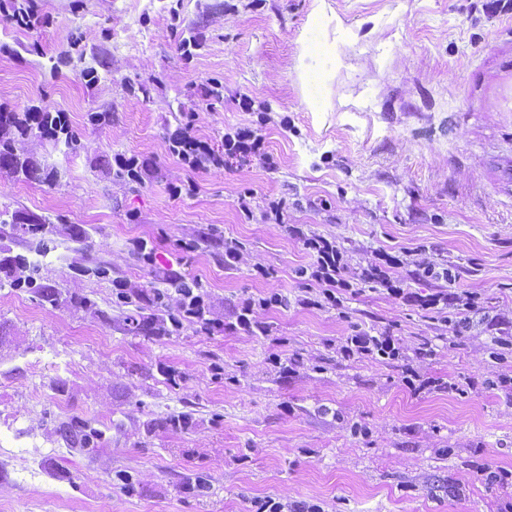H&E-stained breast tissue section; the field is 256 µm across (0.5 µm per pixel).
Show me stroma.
<instances>
[{
  "mask_svg": "<svg viewBox=\"0 0 512 512\" xmlns=\"http://www.w3.org/2000/svg\"><path fill=\"white\" fill-rule=\"evenodd\" d=\"M33 3L30 26L0 17V108L61 111L70 126L0 128L29 166H0V221L49 227L43 251L0 235V512H250L269 497L323 512H512V391L498 384L512 377V201L487 176L512 153V115L481 111L470 88L493 64L487 41L512 35V11ZM320 6L345 31L328 25L336 52L309 60L323 77L312 112L298 64ZM186 123L218 150L226 129L258 130L275 169H188L168 148ZM131 156L150 165L141 180L118 173ZM273 200L299 235L262 220ZM304 234L335 240L350 277L395 257L388 273L413 300L380 286L339 311L301 305ZM137 239L152 263L132 255ZM230 240L241 257L228 265ZM18 256L37 287L15 286L6 262ZM426 264L452 268L455 283L419 277ZM174 272L209 291L217 330L158 335L170 309L153 293ZM116 279L129 302L113 297ZM463 291L477 308L458 335L443 322L455 307L417 303ZM270 292L288 304L256 311L266 333L230 330L243 301ZM357 325L389 328L402 359L342 358ZM409 367L440 388L414 394ZM70 423L98 430L92 450L61 436ZM483 466L501 480L486 483Z\"/></svg>",
  "mask_w": 512,
  "mask_h": 512,
  "instance_id": "1",
  "label": "stroma"
}]
</instances>
